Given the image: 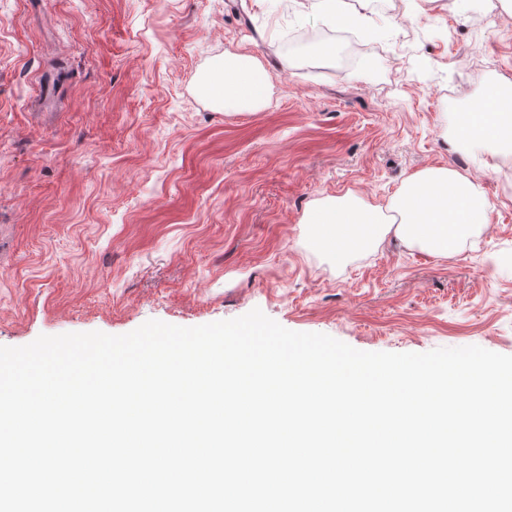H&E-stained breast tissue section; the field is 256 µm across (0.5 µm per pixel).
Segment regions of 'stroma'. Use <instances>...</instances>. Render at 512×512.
I'll list each match as a JSON object with an SVG mask.
<instances>
[{
  "mask_svg": "<svg viewBox=\"0 0 512 512\" xmlns=\"http://www.w3.org/2000/svg\"><path fill=\"white\" fill-rule=\"evenodd\" d=\"M307 3L0 0V346L257 308L361 351L512 355V156L484 170L448 125L512 81L502 0H348L352 33ZM243 51L270 101L227 112L199 84ZM445 165L494 205L458 255L339 259L303 222Z\"/></svg>",
  "mask_w": 512,
  "mask_h": 512,
  "instance_id": "obj_1",
  "label": "stroma"
}]
</instances>
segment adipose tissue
Listing matches in <instances>:
<instances>
[{"label":"adipose tissue","instance_id":"1","mask_svg":"<svg viewBox=\"0 0 512 512\" xmlns=\"http://www.w3.org/2000/svg\"><path fill=\"white\" fill-rule=\"evenodd\" d=\"M270 76L249 53L225 56L203 80L206 98L238 111L266 101ZM451 137L490 156L512 155V89L489 85L479 102L449 118ZM492 205L478 180L451 166H432L409 176L387 206L365 201L353 191L317 202L307 213L315 242L345 257L378 248L387 236L437 258L456 255L461 245L490 222Z\"/></svg>","mask_w":512,"mask_h":512}]
</instances>
